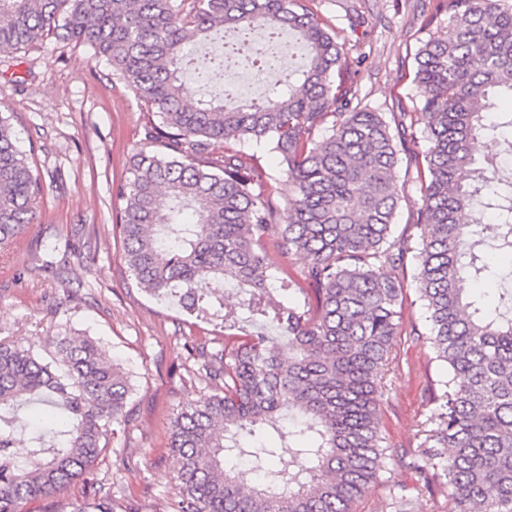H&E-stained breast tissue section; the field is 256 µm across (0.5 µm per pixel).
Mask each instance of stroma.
Segmentation results:
<instances>
[{
	"label": "stroma",
	"instance_id": "obj_1",
	"mask_svg": "<svg viewBox=\"0 0 512 512\" xmlns=\"http://www.w3.org/2000/svg\"><path fill=\"white\" fill-rule=\"evenodd\" d=\"M434 0H313L344 45L354 105L412 109L414 57L430 28ZM361 24L350 28L349 19ZM0 114L21 149H33L42 182L36 219L20 244L0 251V338L28 346L38 336L84 333L130 373L135 421L119 428L85 476L17 512H75L99 485L112 489L114 512H174L177 463L169 424L183 404L213 386L196 372L192 347L223 341L221 321L196 320L176 299L130 283L113 230L117 184L144 137L145 106L84 46L53 38L18 53L0 51ZM399 362L381 401L384 434L410 449L392 460L358 512H448L447 491H428L432 461L417 447V426L431 415L427 380L445 378L431 345L397 336Z\"/></svg>",
	"mask_w": 512,
	"mask_h": 512
}]
</instances>
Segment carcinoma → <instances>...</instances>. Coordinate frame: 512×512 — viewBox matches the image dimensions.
<instances>
[{"mask_svg":"<svg viewBox=\"0 0 512 512\" xmlns=\"http://www.w3.org/2000/svg\"><path fill=\"white\" fill-rule=\"evenodd\" d=\"M448 30L418 51L413 84L429 143L409 159L421 184L415 237L394 235L400 157L416 137L413 113L350 108L336 80L346 65L336 28L308 0H0V50L40 38L85 45L151 116L117 189L122 259L130 280L154 295L183 291L190 308L226 323L239 310L287 335L288 359L250 336L196 351L216 393L185 404L171 421L179 471L175 512H356L394 449L382 434L381 398L404 332L432 345L447 380L428 382L433 413L418 447L449 488L448 512H512V289L492 313L470 300L494 274L488 256L512 253V3L440 0ZM287 30L305 64L258 100L226 91L189 100L185 71L206 80L224 57L200 60L187 42L227 36V52L276 69L273 48ZM499 152L479 161L478 140ZM266 142L288 182L279 202L266 173L234 148ZM221 154H216V151ZM32 154L0 115V247L36 217L42 187ZM492 217L482 225L481 213ZM283 215L276 246L303 255L301 280L313 313L281 297L297 287L276 278L264 241ZM414 269L430 335L404 323V281ZM232 284L242 297L224 298ZM45 359L0 340V512L56 494L83 476L133 420L128 374L89 337L43 336ZM49 397L60 413L26 438L22 411ZM433 428H428V425ZM229 459L256 475L245 485ZM76 512H113L102 493Z\"/></svg>","mask_w":512,"mask_h":512,"instance_id":"cac0c4a2","label":"carcinoma"}]
</instances>
